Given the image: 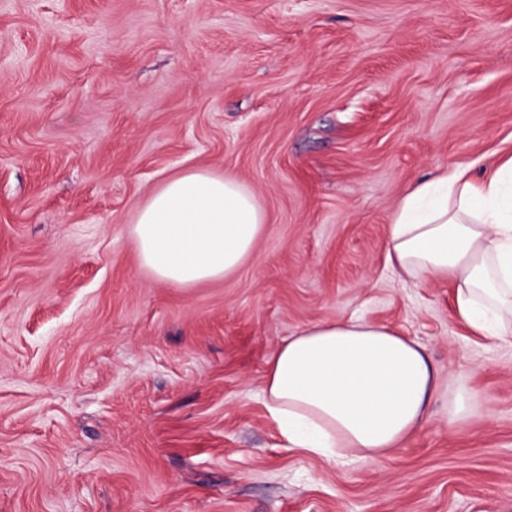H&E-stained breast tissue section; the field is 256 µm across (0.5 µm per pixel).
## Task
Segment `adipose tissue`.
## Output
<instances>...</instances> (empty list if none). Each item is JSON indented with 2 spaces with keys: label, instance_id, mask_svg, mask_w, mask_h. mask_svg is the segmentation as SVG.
Wrapping results in <instances>:
<instances>
[{
  "label": "adipose tissue",
  "instance_id": "1",
  "mask_svg": "<svg viewBox=\"0 0 512 512\" xmlns=\"http://www.w3.org/2000/svg\"><path fill=\"white\" fill-rule=\"evenodd\" d=\"M266 224L259 199L236 176L197 168L156 187L128 233L156 280L191 288L236 274ZM386 250L400 276L453 282L457 315L470 329L512 334V156L481 180L455 165L412 187ZM437 387L422 344L340 318L288 337L267 363L262 396L290 447L336 463L399 447L428 421Z\"/></svg>",
  "mask_w": 512,
  "mask_h": 512
}]
</instances>
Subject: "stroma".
Returning a JSON list of instances; mask_svg holds the SVG:
<instances>
[{
  "mask_svg": "<svg viewBox=\"0 0 512 512\" xmlns=\"http://www.w3.org/2000/svg\"><path fill=\"white\" fill-rule=\"evenodd\" d=\"M509 154L512 0H0V512H512V336L386 257L412 185ZM189 168L268 224L179 288L127 227ZM349 317L426 346L439 387L403 447L342 465L261 389Z\"/></svg>",
  "mask_w": 512,
  "mask_h": 512,
  "instance_id": "obj_1",
  "label": "stroma"
}]
</instances>
